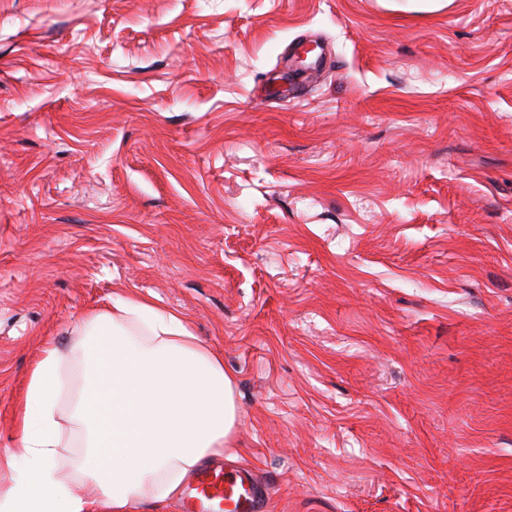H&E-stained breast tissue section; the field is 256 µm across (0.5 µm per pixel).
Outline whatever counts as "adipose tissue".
<instances>
[{"instance_id": "adipose-tissue-1", "label": "adipose tissue", "mask_w": 512, "mask_h": 512, "mask_svg": "<svg viewBox=\"0 0 512 512\" xmlns=\"http://www.w3.org/2000/svg\"><path fill=\"white\" fill-rule=\"evenodd\" d=\"M87 340L61 355L46 348L34 368L21 417L18 468L0 487V512H131L177 495L203 461L230 447L237 418L224 360L180 314L118 297L84 325ZM81 377L72 418L84 446L80 493L61 469L68 447L57 419L64 360Z\"/></svg>"}]
</instances>
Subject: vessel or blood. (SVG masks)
I'll return each mask as SVG.
<instances>
[{
	"label": "vessel or blood",
	"instance_id": "obj_1",
	"mask_svg": "<svg viewBox=\"0 0 512 512\" xmlns=\"http://www.w3.org/2000/svg\"><path fill=\"white\" fill-rule=\"evenodd\" d=\"M269 495L250 471L213 465L202 469L181 512H266Z\"/></svg>",
	"mask_w": 512,
	"mask_h": 512
}]
</instances>
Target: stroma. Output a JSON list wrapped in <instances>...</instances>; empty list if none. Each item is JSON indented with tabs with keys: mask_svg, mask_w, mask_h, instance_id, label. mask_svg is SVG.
Returning <instances> with one entry per match:
<instances>
[{
	"mask_svg": "<svg viewBox=\"0 0 512 512\" xmlns=\"http://www.w3.org/2000/svg\"><path fill=\"white\" fill-rule=\"evenodd\" d=\"M129 293L275 512H512V0H0V452Z\"/></svg>",
	"mask_w": 512,
	"mask_h": 512,
	"instance_id": "1",
	"label": "stroma"
}]
</instances>
